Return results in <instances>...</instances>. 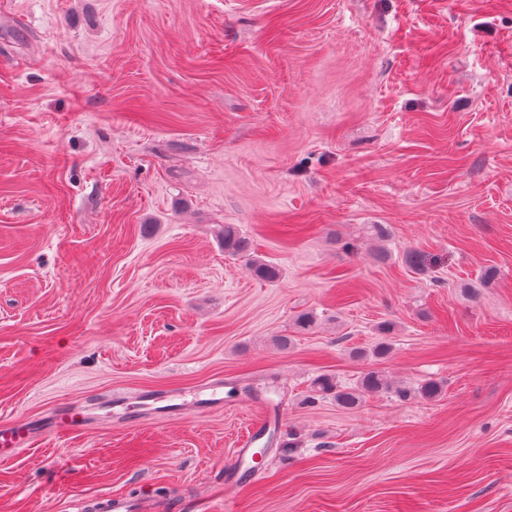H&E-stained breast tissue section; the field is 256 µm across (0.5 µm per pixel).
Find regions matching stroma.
<instances>
[{
  "instance_id": "35a3bbf8",
  "label": "stroma",
  "mask_w": 512,
  "mask_h": 512,
  "mask_svg": "<svg viewBox=\"0 0 512 512\" xmlns=\"http://www.w3.org/2000/svg\"><path fill=\"white\" fill-rule=\"evenodd\" d=\"M371 368L442 392L307 403ZM72 402L95 429L0 461V512H512V0H0V418ZM224 253L246 258L249 261V273L257 279L275 282L281 276L280 270L276 265L254 255L251 252L249 240L229 225L224 228ZM276 423V415L263 409L259 419L251 426L243 448H238L234 470L238 475L249 473L250 460L253 458L254 448H265L268 444L271 428ZM262 445V446H259ZM150 504V501L138 496L105 494L94 500L93 508L87 500H73L69 505V512H144L154 509L148 508Z\"/></svg>"
}]
</instances>
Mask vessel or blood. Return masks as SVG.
Wrapping results in <instances>:
<instances>
[{"label": "vessel or blood", "instance_id": "vessel-or-blood-1", "mask_svg": "<svg viewBox=\"0 0 512 512\" xmlns=\"http://www.w3.org/2000/svg\"><path fill=\"white\" fill-rule=\"evenodd\" d=\"M95 420L92 410L85 406L67 408L50 420L44 427L26 420L0 422V460L12 458L18 451L34 445L39 436L80 434L89 431ZM276 423L274 413L262 412L251 426L242 448L238 449L234 461L237 474L249 472L254 448L267 445L271 428ZM147 500L131 495L113 496L105 494L95 501L73 500L69 512H147Z\"/></svg>", "mask_w": 512, "mask_h": 512}]
</instances>
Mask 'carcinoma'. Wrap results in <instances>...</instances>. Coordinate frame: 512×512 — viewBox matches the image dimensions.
I'll use <instances>...</instances> for the list:
<instances>
[{
  "instance_id": "cac0c4a2",
  "label": "carcinoma",
  "mask_w": 512,
  "mask_h": 512,
  "mask_svg": "<svg viewBox=\"0 0 512 512\" xmlns=\"http://www.w3.org/2000/svg\"><path fill=\"white\" fill-rule=\"evenodd\" d=\"M224 253L247 259L249 273L260 280L275 282L281 276L276 265L254 255L249 240L229 225L224 226ZM312 392L316 396L331 394L336 398V404L352 408L361 404L366 397L381 393L392 394L403 400L414 396L434 399L441 393V386L435 382H427L412 391L395 385L384 372L369 369L351 386H342L331 376L323 375L314 380Z\"/></svg>"
}]
</instances>
